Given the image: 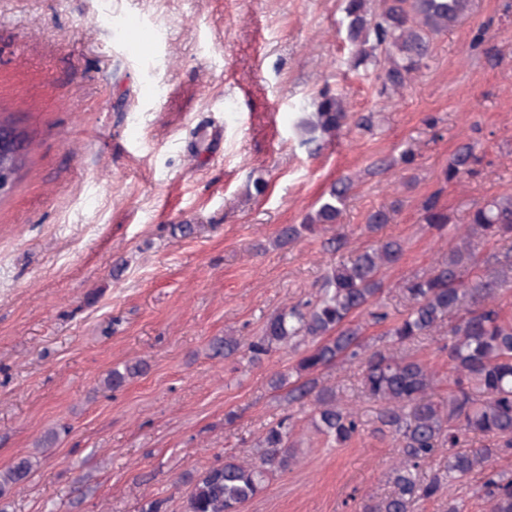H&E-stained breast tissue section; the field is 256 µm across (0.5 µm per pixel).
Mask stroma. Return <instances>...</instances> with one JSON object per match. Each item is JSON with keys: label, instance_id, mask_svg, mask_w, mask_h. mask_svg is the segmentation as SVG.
<instances>
[{"label": "stroma", "instance_id": "obj_1", "mask_svg": "<svg viewBox=\"0 0 512 512\" xmlns=\"http://www.w3.org/2000/svg\"><path fill=\"white\" fill-rule=\"evenodd\" d=\"M341 4L0 0V112L31 143L0 197V471L34 463L11 512H140L155 497L182 512L189 477L250 457L279 418L268 380L293 361L214 358L213 338L260 333L380 237L405 242L381 295L403 313V281L447 256L471 202L512 193V0H472L388 97L375 72L348 70ZM132 13L161 34L150 59L121 27ZM326 86L350 119L313 155L296 125ZM473 140L478 174L444 181ZM408 148L412 166L379 170ZM342 178L354 183L336 226L345 246L322 233L276 246ZM434 192L456 218L441 233L420 221ZM396 198V221L370 233L367 214ZM176 224L197 231L183 238ZM136 361L143 374L105 387L112 368ZM320 379L372 418L357 366ZM52 429L58 440L41 447ZM299 439L297 465L244 512H360L390 492L388 437L368 430L332 447L304 421Z\"/></svg>", "mask_w": 512, "mask_h": 512}]
</instances>
